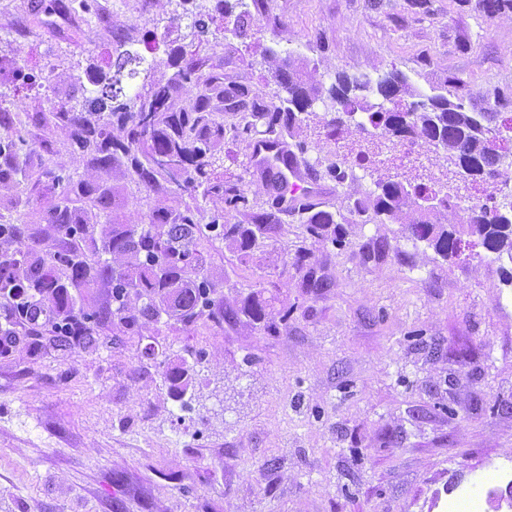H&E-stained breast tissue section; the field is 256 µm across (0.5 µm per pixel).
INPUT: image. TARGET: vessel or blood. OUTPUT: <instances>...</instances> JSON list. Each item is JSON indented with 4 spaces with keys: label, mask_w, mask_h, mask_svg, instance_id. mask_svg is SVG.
I'll return each mask as SVG.
<instances>
[{
    "label": "vessel or blood",
    "mask_w": 512,
    "mask_h": 512,
    "mask_svg": "<svg viewBox=\"0 0 512 512\" xmlns=\"http://www.w3.org/2000/svg\"><path fill=\"white\" fill-rule=\"evenodd\" d=\"M251 158L258 166L275 167V185L282 206L287 207L295 204L297 199L318 195V186L299 168L285 144L271 139L254 141Z\"/></svg>",
    "instance_id": "b4317fda"
}]
</instances>
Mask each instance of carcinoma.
I'll return each mask as SVG.
<instances>
[{
	"mask_svg": "<svg viewBox=\"0 0 512 512\" xmlns=\"http://www.w3.org/2000/svg\"><path fill=\"white\" fill-rule=\"evenodd\" d=\"M475 7L492 17L512 9V0H475ZM274 77L286 96L277 104H253V112L265 119L270 131L302 127L309 110L328 100L334 116L324 121L323 130H342L350 136L355 130L368 134L373 129L394 144L432 146L470 171V181L485 188L482 197L463 208L426 183L381 180L372 198L354 200L351 211L363 215L371 209L382 222H401L402 236L426 242L443 259L460 256L464 243L512 258V207L504 209L491 191L501 177L502 157L512 151V140L503 135L512 127V117L503 112L512 108L511 95L497 98L492 106L468 107L461 98L428 95L396 71L375 81L342 73L324 87L305 78L291 52L280 59ZM183 79L196 95L179 108L171 103L167 86H158L146 96L134 93L137 104L120 101L115 83L104 76L98 80L101 94L89 99L94 112L63 107L54 118L72 129L73 144L93 164L106 167L121 160L131 179L147 188L174 184L189 194L201 188L205 195L221 197L224 210L210 214L205 223L200 208L186 203L153 208L141 225L107 224L102 242L104 252L112 255L110 261L89 249L95 243L94 225L77 220L66 205L50 209L39 223L0 224V245H7L0 250V308L5 321L44 320L57 336L56 349L62 351L97 347L100 326L114 317L130 335L163 312L186 324L203 316L217 324L224 322V300L211 296L208 282L198 279L202 227L210 228L246 262L271 224L266 214L253 212L238 182L214 176L217 146L226 132L245 141L251 123L227 130L213 117L210 95L226 94L219 78L185 68ZM372 97L377 102H370ZM113 128L118 134L111 133ZM23 145L18 131L0 136V184L23 175L16 162ZM83 193L87 205L107 208L105 191L86 186ZM313 208L309 202L301 204L309 236L318 242L341 243L334 215ZM450 210H461L466 217L458 224L441 223L439 215ZM234 214L241 220L231 222ZM44 223L65 240L64 249L37 254ZM103 281L112 286V306L93 312L76 308L74 292L88 291ZM234 316L271 332L275 318L284 321L288 313L276 315L267 302L253 295L244 299ZM165 379L179 400L192 384L190 369L183 363L167 366Z\"/></svg>",
	"mask_w": 512,
	"mask_h": 512,
	"instance_id": "obj_1",
	"label": "carcinoma"
}]
</instances>
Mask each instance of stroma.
I'll return each instance as SVG.
<instances>
[{
  "label": "stroma",
  "instance_id": "stroma-1",
  "mask_svg": "<svg viewBox=\"0 0 512 512\" xmlns=\"http://www.w3.org/2000/svg\"><path fill=\"white\" fill-rule=\"evenodd\" d=\"M187 8L208 16L207 37L177 20V0H0V104L26 141L27 172L0 185L1 224L39 221L62 196L58 174L118 190L115 210H81L91 224L175 206L123 166L89 164L50 116L81 108L121 43L154 65L125 90L166 85L178 105V50L260 102L282 96L272 73L287 50L326 86L397 70L452 100L512 92V13L490 18L472 0H261L244 38L225 33L214 0ZM24 73L48 76L46 89ZM326 115L315 104L298 161L321 189L317 209L341 216V244L313 242L282 211L247 263L201 238L215 297L235 309L278 296L288 318L275 331L163 315L126 336L115 318L96 349L62 352L50 325L13 324L0 354V512H512V260L480 246L446 260L399 225L352 213L380 180L429 176L450 193L467 182L428 150L414 170L374 162L336 180ZM220 155L256 211L269 210L274 182L249 142L225 140ZM302 246L311 257L299 270ZM181 361L193 386L179 402L163 371Z\"/></svg>",
  "mask_w": 512,
  "mask_h": 512
}]
</instances>
